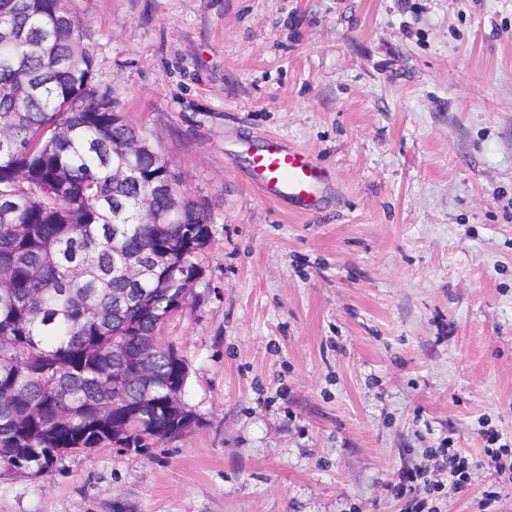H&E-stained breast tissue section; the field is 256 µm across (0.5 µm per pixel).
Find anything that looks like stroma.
<instances>
[{
    "instance_id": "stroma-1",
    "label": "stroma",
    "mask_w": 512,
    "mask_h": 512,
    "mask_svg": "<svg viewBox=\"0 0 512 512\" xmlns=\"http://www.w3.org/2000/svg\"><path fill=\"white\" fill-rule=\"evenodd\" d=\"M94 83L205 203L163 336L199 417L0 476V512H406L447 445L512 448V0H68ZM311 153L321 213L242 143ZM430 469L428 466H419L412 470L403 471L398 482L393 486L397 497H404L417 491V488L423 487L429 493L438 491L441 486L431 481L429 478Z\"/></svg>"
}]
</instances>
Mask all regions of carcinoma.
<instances>
[{"mask_svg":"<svg viewBox=\"0 0 512 512\" xmlns=\"http://www.w3.org/2000/svg\"><path fill=\"white\" fill-rule=\"evenodd\" d=\"M0 114V216L9 213L0 223V462L39 477L64 448L163 443L177 420L163 403L185 360L144 338L163 330L180 289L204 277L206 206L184 196L171 223H156L172 206L170 162L154 148L112 154L136 129L97 90L86 26L65 0H0ZM114 168L129 180L113 181ZM146 248L151 264L132 285L121 258ZM130 287V304L115 309L112 292ZM115 340L145 372L118 408ZM53 378L66 383L56 396L40 389ZM118 425L127 431L114 437Z\"/></svg>","mask_w":512,"mask_h":512,"instance_id":"carcinoma-1","label":"carcinoma"}]
</instances>
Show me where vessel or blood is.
<instances>
[{
	"label": "vessel or blood",
	"mask_w": 512,
	"mask_h": 512,
	"mask_svg": "<svg viewBox=\"0 0 512 512\" xmlns=\"http://www.w3.org/2000/svg\"><path fill=\"white\" fill-rule=\"evenodd\" d=\"M246 154L250 175L268 199L294 202L307 214L320 210L330 179L310 153L273 138Z\"/></svg>",
	"instance_id": "vessel-or-blood-1"
}]
</instances>
